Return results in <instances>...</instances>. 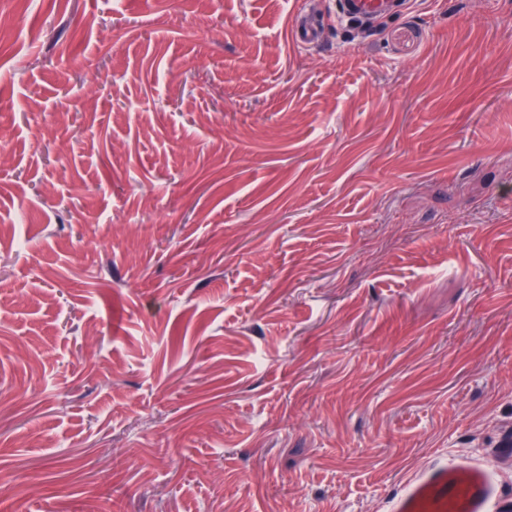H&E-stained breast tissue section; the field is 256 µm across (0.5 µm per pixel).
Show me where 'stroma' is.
<instances>
[{
    "label": "stroma",
    "mask_w": 512,
    "mask_h": 512,
    "mask_svg": "<svg viewBox=\"0 0 512 512\" xmlns=\"http://www.w3.org/2000/svg\"><path fill=\"white\" fill-rule=\"evenodd\" d=\"M0 12V512L512 495V0ZM340 14L348 13L360 18H377L393 7H402L399 0H338ZM342 12V13H341ZM499 480L480 464L451 458L432 464L412 479L392 504L393 512L501 511Z\"/></svg>",
    "instance_id": "35a3bbf8"
}]
</instances>
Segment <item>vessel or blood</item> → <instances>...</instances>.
Segmentation results:
<instances>
[{
    "label": "vessel or blood",
    "instance_id": "obj_1",
    "mask_svg": "<svg viewBox=\"0 0 512 512\" xmlns=\"http://www.w3.org/2000/svg\"><path fill=\"white\" fill-rule=\"evenodd\" d=\"M400 0H337L338 10L376 18ZM504 500L497 477L475 462L451 458L432 464L412 479L392 504V512H501Z\"/></svg>",
    "mask_w": 512,
    "mask_h": 512
}]
</instances>
